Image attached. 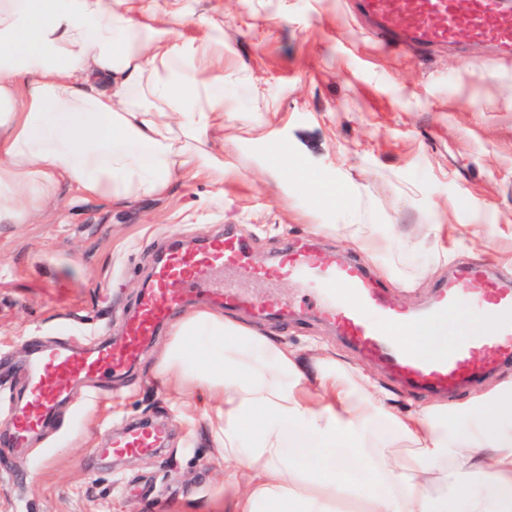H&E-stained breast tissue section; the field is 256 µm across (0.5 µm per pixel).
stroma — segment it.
Segmentation results:
<instances>
[{
  "label": "stroma",
  "instance_id": "stroma-1",
  "mask_svg": "<svg viewBox=\"0 0 512 512\" xmlns=\"http://www.w3.org/2000/svg\"><path fill=\"white\" fill-rule=\"evenodd\" d=\"M181 8L186 40L224 29V196L183 180L160 198L115 206L60 187L25 224L0 222V370L23 372L31 340L119 341L158 255L178 241L230 232L270 265L288 243L327 260L362 253L351 225L370 224L392 248L372 256L392 299L420 308L469 263L512 267V53L459 41L429 54L385 49L350 0H156ZM288 146V168L269 172L258 126ZM330 182L339 203L314 202ZM440 225L439 235L428 232ZM296 307L288 322L225 310V318L278 337L310 368L311 346L362 370L407 413L455 408L512 388V363L451 394L415 392L364 360L319 313L314 290L282 280ZM169 336L109 388H76L54 426L26 454L1 446L0 512H225L224 459L206 395L180 396L153 377ZM164 425L150 459L114 464L109 440L132 425Z\"/></svg>",
  "mask_w": 512,
  "mask_h": 512
}]
</instances>
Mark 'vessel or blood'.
<instances>
[{
    "mask_svg": "<svg viewBox=\"0 0 512 512\" xmlns=\"http://www.w3.org/2000/svg\"><path fill=\"white\" fill-rule=\"evenodd\" d=\"M369 32L380 42L426 53L459 35L477 43L512 48V0H355ZM246 272L263 283L282 279L314 289L322 317L363 355L384 363L407 386L452 391L512 358V273L489 278L476 263L437 288L432 304L411 311L395 304L383 283L363 262L323 261L313 245L284 249L276 267L251 264L246 242L232 234L197 248L174 247L153 268L151 285L126 321L120 341L83 349L66 344L33 345L26 366V388L13 413L10 447L27 452L32 438L53 420L57 406L71 398L72 384L93 380L107 386L128 372L144 347L168 323L187 296L213 305L288 317V302L245 292L232 280ZM481 290H474V283ZM476 305L485 326L454 339L447 351L422 355L409 337L423 322H438ZM163 426L135 427L113 437L109 454L150 457L163 446Z\"/></svg>",
    "mask_w": 512,
    "mask_h": 512,
    "instance_id": "vessel-or-blood-1",
    "label": "vessel or blood"
}]
</instances>
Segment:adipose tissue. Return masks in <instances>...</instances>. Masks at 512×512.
Wrapping results in <instances>:
<instances>
[{
    "label": "adipose tissue",
    "instance_id": "adipose-tissue-1",
    "mask_svg": "<svg viewBox=\"0 0 512 512\" xmlns=\"http://www.w3.org/2000/svg\"><path fill=\"white\" fill-rule=\"evenodd\" d=\"M133 0H0V221L25 223L59 184L116 205L183 178L224 183V30L183 38ZM468 315L422 324L445 351ZM157 374L215 396L228 512H512V394L489 405L390 413L369 377L320 357L318 387L288 346L223 315L176 320ZM388 419L406 450L373 444ZM245 487H238V477Z\"/></svg>",
    "mask_w": 512,
    "mask_h": 512
}]
</instances>
